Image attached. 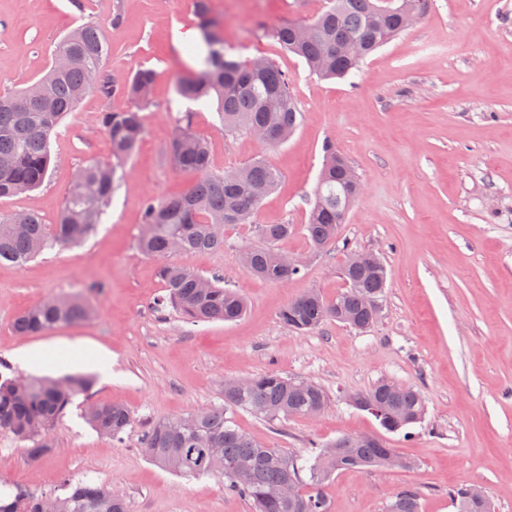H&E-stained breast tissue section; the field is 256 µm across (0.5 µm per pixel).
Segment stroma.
Instances as JSON below:
<instances>
[{"mask_svg": "<svg viewBox=\"0 0 512 512\" xmlns=\"http://www.w3.org/2000/svg\"><path fill=\"white\" fill-rule=\"evenodd\" d=\"M82 3L0 0V92L41 78L57 43L90 20L107 35L114 78L142 66L156 77L145 136L97 233L21 268L0 264V363L19 377H97L56 423L44 456L31 458L24 443L0 434V483L40 496L60 493L65 478L88 477L123 492L130 512H253L217 479L175 475L140 448L156 420L222 404L225 380L276 372L319 384L328 404L313 418L273 422L238 412V427L261 445L299 455L372 434L414 463L336 471L323 490L328 512H386L403 489L418 493L421 512H456L448 490L460 484L481 487L494 512H512V0H430L417 23L336 81L259 35L263 25L314 18L325 0H212L227 46L293 77L301 125L273 149L225 135L214 105L177 98L176 76L196 65L193 0ZM128 105L119 92L85 97L52 140L44 184L0 199V212L35 211L55 223L77 170L111 153L99 113ZM185 111L209 142L212 170L261 155L282 174L254 223L225 226L223 249L173 258L245 295L247 313L235 322L191 325L158 306V263L136 246L144 200L176 195L190 181L167 154L171 116ZM327 142L350 160L363 190L335 243L314 254L304 226ZM262 224L293 225L278 247L308 258L288 283L253 278L241 265V248L260 244ZM354 251L386 266L376 322L358 331L329 321L303 334L281 323L280 309L306 292L334 300ZM63 294L86 296L96 316L37 336L14 332L18 313ZM382 381L414 387L425 401L408 434L385 432L348 401ZM113 402L133 414L118 441L82 417Z\"/></svg>", "mask_w": 512, "mask_h": 512, "instance_id": "obj_1", "label": "stroma"}]
</instances>
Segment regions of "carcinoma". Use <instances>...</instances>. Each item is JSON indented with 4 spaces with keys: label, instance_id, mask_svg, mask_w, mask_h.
Returning <instances> with one entry per match:
<instances>
[{
    "label": "carcinoma",
    "instance_id": "obj_1",
    "mask_svg": "<svg viewBox=\"0 0 512 512\" xmlns=\"http://www.w3.org/2000/svg\"><path fill=\"white\" fill-rule=\"evenodd\" d=\"M383 8L380 0H328L326 9L311 20H292L263 35L304 60L309 70L325 79H342L360 67L365 58L405 31L400 15L422 14L428 0H397ZM198 30V67L175 80L178 96L190 101L216 104L224 134L249 131L255 125L268 127L275 148L285 143L299 125L301 112L291 77L268 58L252 68L224 43L221 26L212 17L211 0H195ZM109 54L106 36L93 22L84 24L56 45L48 71L32 85L0 94V199L35 190L44 183L51 164V140L63 119L89 94L108 99L120 90L133 102L123 111L104 110L98 121L111 145L107 159H94L79 168L66 195L58 222L49 225L34 212H0V263L22 267L43 252L76 247L103 223L112 199L126 174V163L145 134L144 110L155 72L140 68L122 80L105 70ZM314 203L305 228L313 252H320L336 239L355 202L353 184L358 181L348 159L330 142L323 147ZM168 153L173 167L194 177L182 193L165 200L148 199L142 210L137 248L160 260L158 274L164 283L163 301L188 323L240 318L246 301L238 291L218 279L167 261L175 253L205 254L224 248V226L246 224L263 199L277 187L281 175L264 159L255 158L232 172L211 170L206 138L192 126L191 115L179 112L173 120ZM291 224H261L262 246L242 249V263L252 276L285 284L301 269L284 270L277 262L275 245L288 238ZM347 288L333 301L319 293L304 294L279 312L281 322L309 332L328 320L354 326L367 321L375 303L385 292L386 271L378 257L362 268L344 264ZM93 307L80 296L48 298L22 312L14 320L20 335H34L58 325L90 319ZM94 385L86 374L60 379L30 377L0 380V434L29 442L27 452L39 458L49 452V432L74 399ZM379 405L385 413L376 416L388 432H398L420 422L425 406L412 387L383 381L371 391L351 398ZM328 396L315 383L271 372L250 378L224 403L193 414L155 421L143 442L142 452L154 463L184 477L213 476L224 489L248 500L254 512H328L321 486L340 468H383L388 459L386 442L363 436H344L316 449L307 457L289 455L279 448H265L242 432L234 421L240 410L267 419L306 417L319 414ZM89 426L99 435L121 438L132 422L131 412L118 403H100L85 410ZM255 464L252 479L235 481L232 465ZM295 481V496L277 501L266 497L267 489ZM309 485L311 491L302 490ZM457 512H493L490 501L476 504L466 496V486L448 490ZM45 496L34 497L8 485L0 487V512H42ZM55 512H129L123 494L105 481L66 480L64 494L53 495ZM387 512H420L419 498L412 490L398 492Z\"/></svg>",
    "mask_w": 512,
    "mask_h": 512
}]
</instances>
